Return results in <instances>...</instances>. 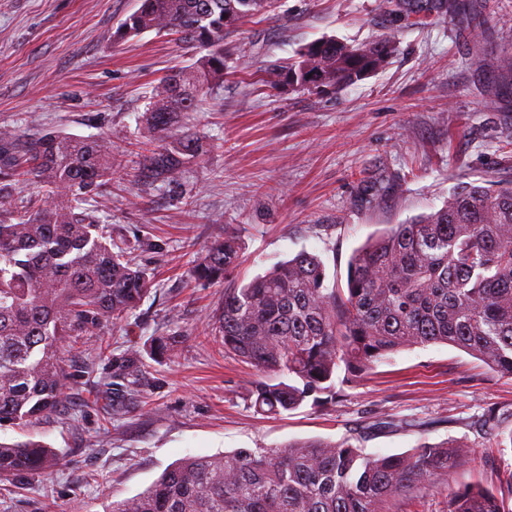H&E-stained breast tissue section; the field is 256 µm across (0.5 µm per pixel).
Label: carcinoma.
Instances as JSON below:
<instances>
[{
  "label": "carcinoma",
  "mask_w": 512,
  "mask_h": 512,
  "mask_svg": "<svg viewBox=\"0 0 512 512\" xmlns=\"http://www.w3.org/2000/svg\"><path fill=\"white\" fill-rule=\"evenodd\" d=\"M274 0H140L113 41L145 32L176 34L204 52L151 87L142 123L150 134L135 180L181 186L185 169L204 161L210 145L185 122L224 84V37ZM398 20L443 0H385ZM454 12L485 19L472 0ZM395 51V37L362 46L336 40L309 45L296 61L271 65L264 83L338 88L377 71ZM512 86V53L485 62ZM112 177V141L48 132L25 137L0 129V429L48 417L75 377L64 353L139 306L151 291L150 270L114 243L92 196ZM29 181L41 192L13 199ZM239 241L211 242L190 270L194 283L224 282L213 323L224 353L251 365L249 406L280 415L331 403L398 352L447 344L512 376V185L457 183L442 208L403 224L355 250L346 283L328 286L322 259L301 251L247 283L230 277ZM143 369L129 349L112 358V385L134 390ZM488 448L512 430L497 414L478 420ZM364 433L338 442L321 438L274 448H236L187 456L144 493L112 503L109 512H386L397 493L449 473L469 447L447 439L396 454H368ZM57 451L27 439L0 443V480L53 470ZM509 496L480 485L448 488V512H512Z\"/></svg>",
  "instance_id": "1"
}]
</instances>
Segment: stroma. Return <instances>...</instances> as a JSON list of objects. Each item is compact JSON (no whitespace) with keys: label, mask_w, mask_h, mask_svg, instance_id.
<instances>
[{"label":"stroma","mask_w":512,"mask_h":512,"mask_svg":"<svg viewBox=\"0 0 512 512\" xmlns=\"http://www.w3.org/2000/svg\"><path fill=\"white\" fill-rule=\"evenodd\" d=\"M381 2L279 0L274 12L240 22L225 38L234 52L219 98L188 115L211 151L178 194L137 186L134 175L145 95L169 70L194 62L193 51L153 32L114 43L138 0H0V127L109 137L112 182L90 206L154 277L136 310L70 359L76 368L94 362L103 389L74 384L49 419L0 430L1 442L31 437L60 457L52 473L1 480L0 512H105L189 455L338 441L362 430L370 453L447 439L472 449L449 477L392 498L389 512H448L449 484L495 487L512 468V447L486 452L476 425L492 410L512 429V377L445 344L398 352L336 403L255 413L247 401L254 369L210 333L223 284L188 280L206 246L233 233L243 243L238 279L305 250L342 282L356 248L441 208L458 181L512 182V93L483 67L512 51V0H475L481 28L434 11L402 28ZM390 33L397 49L388 63L353 84L260 83L271 63L313 41L360 45ZM377 191L382 198L371 203ZM168 334L178 340L174 356L149 357L151 341ZM103 342L111 356L100 361ZM133 346L146 354L137 392L125 412L106 418L111 359ZM380 417L397 427L373 428Z\"/></svg>","instance_id":"35a3bbf8"}]
</instances>
